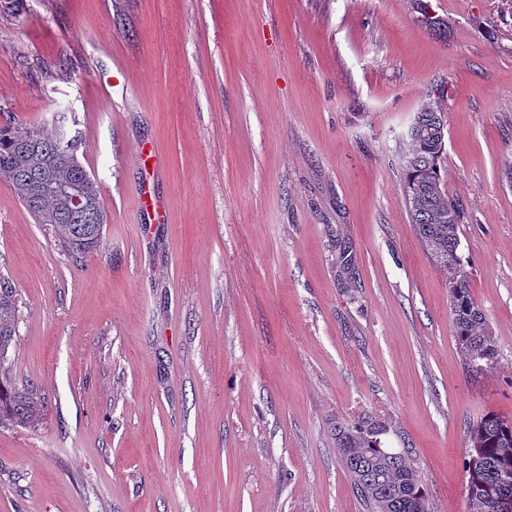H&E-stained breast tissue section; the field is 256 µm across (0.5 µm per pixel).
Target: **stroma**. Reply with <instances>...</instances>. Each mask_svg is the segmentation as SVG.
<instances>
[{"label": "stroma", "instance_id": "obj_1", "mask_svg": "<svg viewBox=\"0 0 512 512\" xmlns=\"http://www.w3.org/2000/svg\"><path fill=\"white\" fill-rule=\"evenodd\" d=\"M23 0L0 126L74 113L108 222L72 257L0 180L8 373L0 512H364L330 432L368 411L435 512H467L482 418L512 420V0ZM446 120L459 254L497 353L469 368L402 192ZM21 318L19 294L10 282L0 277V424L24 427L39 425L44 407L36 387H19L3 368L17 340Z\"/></svg>", "mask_w": 512, "mask_h": 512}]
</instances>
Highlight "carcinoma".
Listing matches in <instances>:
<instances>
[{
    "label": "carcinoma",
    "mask_w": 512,
    "mask_h": 512,
    "mask_svg": "<svg viewBox=\"0 0 512 512\" xmlns=\"http://www.w3.org/2000/svg\"><path fill=\"white\" fill-rule=\"evenodd\" d=\"M67 117L59 116L50 131L24 132L0 128V179L8 180L18 200L39 224H49L65 248L83 254L102 245L107 215L99 186L81 161H65L59 148ZM418 133L408 138L403 158L404 196L414 234L433 260L448 272L449 314L459 348L468 365L495 354L496 341L484 312L470 292L469 274L458 254L457 206L448 198L442 175L444 121L440 107L417 113ZM82 189L88 210L70 208V195ZM452 215L451 221L443 216ZM21 318L19 294L0 277V424L39 425L44 407L35 386H18L3 368L17 340ZM390 426L369 413L336 419L331 434L350 486L365 512H433L428 487L409 451L385 446ZM467 512H498L503 497L512 498V422L486 416L471 431L464 461Z\"/></svg>",
    "instance_id": "1"
}]
</instances>
